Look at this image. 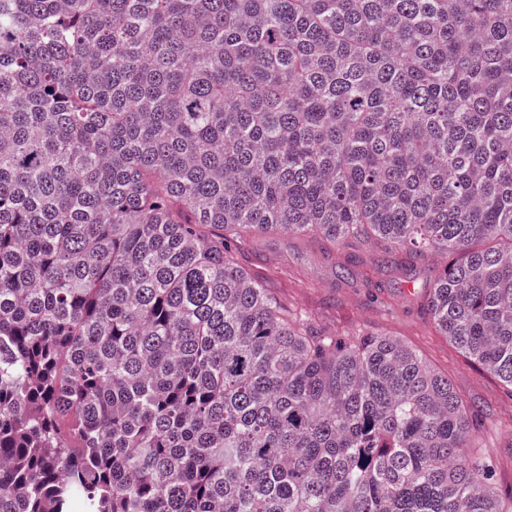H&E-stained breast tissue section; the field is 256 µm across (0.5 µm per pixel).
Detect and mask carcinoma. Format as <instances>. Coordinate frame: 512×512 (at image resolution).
Segmentation results:
<instances>
[{"mask_svg":"<svg viewBox=\"0 0 512 512\" xmlns=\"http://www.w3.org/2000/svg\"><path fill=\"white\" fill-rule=\"evenodd\" d=\"M280 232L448 256L512 390V0H0V512H512L447 378L237 262Z\"/></svg>","mask_w":512,"mask_h":512,"instance_id":"obj_1","label":"carcinoma"}]
</instances>
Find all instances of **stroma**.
Masks as SVG:
<instances>
[{
    "label": "stroma",
    "instance_id": "1",
    "mask_svg": "<svg viewBox=\"0 0 512 512\" xmlns=\"http://www.w3.org/2000/svg\"><path fill=\"white\" fill-rule=\"evenodd\" d=\"M363 266L342 273L346 254ZM289 311L308 316L318 328L342 337L388 335L416 351L447 377L477 424V441L490 456L492 481L500 494L512 492V395L432 325L415 296L447 262L430 255L417 267L397 271L377 248L350 239L324 253L320 244L288 233L253 240L238 255Z\"/></svg>",
    "mask_w": 512,
    "mask_h": 512
}]
</instances>
